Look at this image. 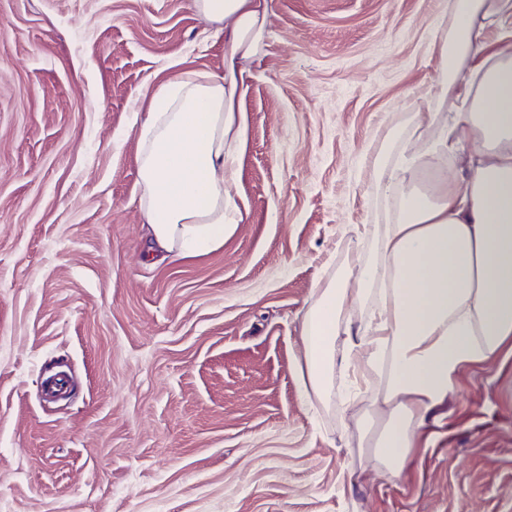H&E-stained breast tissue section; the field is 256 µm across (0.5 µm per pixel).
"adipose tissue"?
Masks as SVG:
<instances>
[{"label":"adipose tissue","mask_w":512,"mask_h":512,"mask_svg":"<svg viewBox=\"0 0 512 512\" xmlns=\"http://www.w3.org/2000/svg\"><path fill=\"white\" fill-rule=\"evenodd\" d=\"M224 36V70H186L145 91L140 136L147 257L193 258L223 246L241 221L232 192L246 137L242 66L271 32L269 0H191ZM438 76L416 129L429 137L411 155H375L373 177L393 201L385 224L355 231L380 256L354 255L318 289L299 336L307 400L370 398L383 428L370 462L398 478L427 425L448 405L464 370L512 357V0H448L440 16ZM455 112L445 116L447 103ZM437 179L419 188L426 170Z\"/></svg>","instance_id":"1"}]
</instances>
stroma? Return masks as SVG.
<instances>
[{"mask_svg":"<svg viewBox=\"0 0 512 512\" xmlns=\"http://www.w3.org/2000/svg\"><path fill=\"white\" fill-rule=\"evenodd\" d=\"M448 0H271L244 74L243 219L146 258L141 94L220 72L190 0H0V512H512V362L465 373L400 479L300 396L298 324L393 205ZM70 388L47 397L44 383Z\"/></svg>","mask_w":512,"mask_h":512,"instance_id":"obj_1","label":"stroma"}]
</instances>
